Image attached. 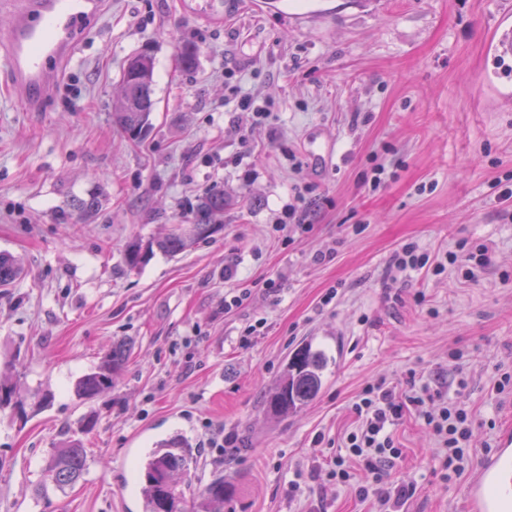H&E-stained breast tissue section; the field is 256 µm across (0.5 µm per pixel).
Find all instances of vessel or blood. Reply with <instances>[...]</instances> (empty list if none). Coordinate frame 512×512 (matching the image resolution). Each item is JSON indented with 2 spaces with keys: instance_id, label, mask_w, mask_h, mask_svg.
<instances>
[{
  "instance_id": "b4317fda",
  "label": "vessel or blood",
  "mask_w": 512,
  "mask_h": 512,
  "mask_svg": "<svg viewBox=\"0 0 512 512\" xmlns=\"http://www.w3.org/2000/svg\"><path fill=\"white\" fill-rule=\"evenodd\" d=\"M103 0H18L5 38L12 91L38 111L52 91L53 66L67 62L82 20L100 16ZM465 512H512V422L500 428L495 448L481 458L464 489Z\"/></svg>"
}]
</instances>
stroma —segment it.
Instances as JSON below:
<instances>
[{
	"instance_id": "stroma-1",
	"label": "stroma",
	"mask_w": 512,
	"mask_h": 512,
	"mask_svg": "<svg viewBox=\"0 0 512 512\" xmlns=\"http://www.w3.org/2000/svg\"><path fill=\"white\" fill-rule=\"evenodd\" d=\"M511 16L512 0H110L40 111L9 97L0 68V253L23 267L0 288V380L20 391L0 407V512H142L141 460L177 433L196 455L186 512L217 472L238 486L235 512H374V498L330 484L326 463L361 389L411 368L446 374L481 460L512 418V390L492 389L512 367V200L493 186L512 177V51L498 46ZM142 51L155 105L135 142L112 113ZM322 143L320 163L309 150ZM214 191L223 231L125 268L126 242L191 223ZM92 192L103 204L78 220L71 203ZM300 193L311 226L287 239L275 217ZM460 239L489 249L475 279L392 278L400 245L436 258ZM231 288L251 296L228 312ZM121 340L124 371L79 400L76 382ZM304 342L336 362L313 402L269 418L264 394ZM220 428L236 447L213 446ZM396 435L391 478L416 487L407 512H464L466 480L435 473L425 427L409 417ZM76 438L84 477L40 492L52 450Z\"/></svg>"
}]
</instances>
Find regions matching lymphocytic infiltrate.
<instances>
[{
	"label": "lymphocytic infiltrate",
	"mask_w": 512,
	"mask_h": 512,
	"mask_svg": "<svg viewBox=\"0 0 512 512\" xmlns=\"http://www.w3.org/2000/svg\"><path fill=\"white\" fill-rule=\"evenodd\" d=\"M356 427L346 434L342 453L331 457L328 475L342 487L354 486L359 498L374 497L378 512H402L415 494L413 485L391 480L390 471L403 455L394 434L406 415H414L439 443L442 480L460 478L471 459V413L452 401L448 385L409 371L405 389L387 377L367 385L351 408Z\"/></svg>",
	"instance_id": "lymphocytic-infiltrate-1"
}]
</instances>
